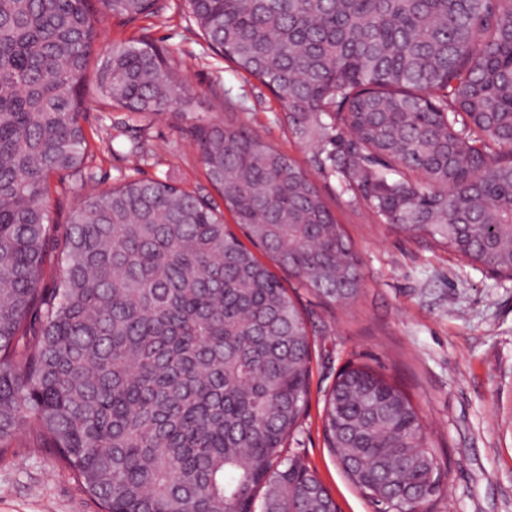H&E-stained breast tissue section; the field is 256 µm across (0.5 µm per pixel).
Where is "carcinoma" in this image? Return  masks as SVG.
I'll return each mask as SVG.
<instances>
[{"mask_svg": "<svg viewBox=\"0 0 512 512\" xmlns=\"http://www.w3.org/2000/svg\"><path fill=\"white\" fill-rule=\"evenodd\" d=\"M0 0V453L21 432L101 512H338L284 453L310 394L306 320L205 200L126 179L52 223L50 179L85 180L81 123L101 17L165 0ZM208 44L266 86L307 173L253 129L194 118L244 235L347 304L361 261L314 176L395 231L512 278V0H185ZM179 63L114 40L101 97L186 116ZM328 447L386 512H441L445 467L412 399L363 363L324 408Z\"/></svg>", "mask_w": 512, "mask_h": 512, "instance_id": "carcinoma-1", "label": "carcinoma"}]
</instances>
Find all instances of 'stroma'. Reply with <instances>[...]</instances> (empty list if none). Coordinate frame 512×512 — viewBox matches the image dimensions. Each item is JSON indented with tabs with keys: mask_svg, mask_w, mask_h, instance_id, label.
<instances>
[{
	"mask_svg": "<svg viewBox=\"0 0 512 512\" xmlns=\"http://www.w3.org/2000/svg\"><path fill=\"white\" fill-rule=\"evenodd\" d=\"M89 71L113 40L144 35L183 63L192 111L257 131L306 163L308 149L288 133L283 108L254 78L227 67L177 13L147 29L104 17ZM82 125L94 147L92 176L52 180L50 206L65 224L79 196L127 178L171 179L212 194L200 157L172 115H137L107 104L88 83ZM336 221L355 244L364 283L350 304H330L305 289L295 296L310 317V399L291 450L309 464L340 512H374L348 480L323 432L324 398L337 374L365 363L397 382L420 410L429 443L446 464L447 512H512V280L458 262L421 239L377 223L350 204L336 180L320 181ZM0 512H99L54 458L19 436L0 455Z\"/></svg>",
	"mask_w": 512,
	"mask_h": 512,
	"instance_id": "1",
	"label": "stroma"
}]
</instances>
